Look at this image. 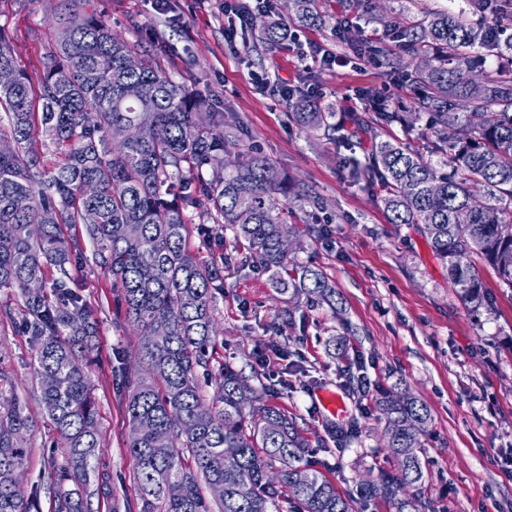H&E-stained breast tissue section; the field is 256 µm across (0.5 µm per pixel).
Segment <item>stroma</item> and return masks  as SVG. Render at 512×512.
Instances as JSON below:
<instances>
[{"mask_svg": "<svg viewBox=\"0 0 512 512\" xmlns=\"http://www.w3.org/2000/svg\"><path fill=\"white\" fill-rule=\"evenodd\" d=\"M221 0H171L170 16L152 0H91L112 29L176 80L205 92L214 111L243 121L248 142L281 171L323 197L316 215L323 234L313 233L299 201L289 199L288 224L299 261L319 266L336 287L337 310L316 307L305 297L281 295L263 268L239 267L240 252L225 240L224 294L214 303L221 330V361L241 370L267 403L284 409L308 440L313 458L341 493L393 472L385 448L386 423L376 400L382 390L408 392L430 414L421 439L426 466L421 486L408 489L424 512H512V290L500 287L493 270L480 278L488 305L472 309L451 288L448 271L415 226L389 223L380 196L348 182L341 155L320 132L289 120L281 91L315 76L322 106L336 114L358 112L360 89L384 92L410 110L407 84L388 79L378 60L328 66L312 59V45L334 52L348 46L336 36L349 18L372 35L381 28L351 0H317L318 18L298 26L286 0H272L271 20L300 27L301 43H262L258 27L227 42ZM59 0H0V25L8 31L27 69L39 67L56 38L49 24ZM269 73L258 87L252 73ZM83 293L100 309L95 361L87 372L96 398L104 446L99 459L112 474L120 504L138 507L135 460L126 447V389L115 361L136 342L108 278L86 271ZM274 342L299 355L296 370L285 362L261 364L257 349ZM27 336L0 321V366L26 398L33 425L26 480H36L51 458L55 433L46 419L30 365ZM335 393L357 430L343 441L330 432L331 419L318 393Z\"/></svg>", "mask_w": 512, "mask_h": 512, "instance_id": "stroma-1", "label": "stroma"}]
</instances>
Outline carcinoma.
Wrapping results in <instances>:
<instances>
[{
    "instance_id": "cac0c4a2",
    "label": "carcinoma",
    "mask_w": 512,
    "mask_h": 512,
    "mask_svg": "<svg viewBox=\"0 0 512 512\" xmlns=\"http://www.w3.org/2000/svg\"><path fill=\"white\" fill-rule=\"evenodd\" d=\"M61 0L59 33L28 71L0 26V288L21 299L5 312L29 336L42 408L65 449L42 485L17 480L31 427L23 401L0 366V512H40L41 486L52 512H91V498L112 497V475L99 468L94 362L97 308L80 293L86 270L107 276L138 336L116 359L128 389L126 447L136 461L138 512H355L354 500L305 456L295 421L266 404L231 365L215 363L213 299L224 291V257L201 260L187 248L189 224L202 219L203 245L224 248V232L245 249L242 264L271 273L280 293L304 295L336 310V289L315 266L281 247L292 185L267 157L244 148L241 125L212 112L208 97L143 58L108 21ZM382 34L353 26L343 37L384 60L417 90L414 111L367 90L366 114L341 120L305 94L291 119L353 149L371 140L355 182L376 187L391 224L417 226L464 301L486 304L479 267L512 288V76L488 70L481 52L512 54V33L496 11L475 26L464 12L425 11L404 19L383 11ZM427 125L417 126L421 117ZM398 123L401 140H377ZM147 125L149 140L134 128ZM314 215L320 195L296 192ZM214 387L203 401L199 374ZM387 448L396 474L359 484L357 500L384 501L425 472L419 437L427 407L406 392L385 391Z\"/></svg>"
}]
</instances>
